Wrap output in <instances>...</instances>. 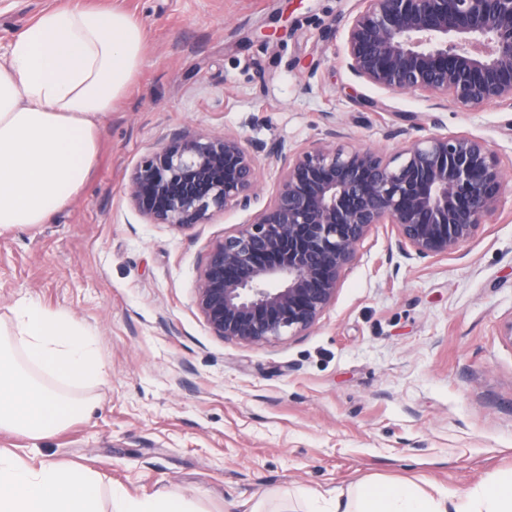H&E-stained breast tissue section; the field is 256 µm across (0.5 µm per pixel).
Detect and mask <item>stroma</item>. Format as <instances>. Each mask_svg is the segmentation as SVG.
<instances>
[{
	"label": "stroma",
	"instance_id": "1",
	"mask_svg": "<svg viewBox=\"0 0 512 512\" xmlns=\"http://www.w3.org/2000/svg\"><path fill=\"white\" fill-rule=\"evenodd\" d=\"M0 0V52L44 10ZM139 17L142 64L104 121L98 163L45 224L0 233V324L27 298L95 338L97 407L33 440L0 432L31 465L98 475L103 489L180 495L189 512H304V496L365 481L436 483L462 497L512 470V112L434 108L355 80L334 50L355 0H81ZM468 133L507 188L474 238L419 258L374 227L336 299L297 336H215L196 305L209 247L274 196L285 168L261 157L256 199L207 224H152L125 188L145 154L183 132L304 148L342 141L390 154L404 136Z\"/></svg>",
	"mask_w": 512,
	"mask_h": 512
}]
</instances>
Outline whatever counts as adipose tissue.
I'll list each match as a JSON object with an SVG mask.
<instances>
[{
    "label": "adipose tissue",
    "mask_w": 512,
    "mask_h": 512,
    "mask_svg": "<svg viewBox=\"0 0 512 512\" xmlns=\"http://www.w3.org/2000/svg\"><path fill=\"white\" fill-rule=\"evenodd\" d=\"M144 25L132 13L53 8L0 54V232L48 221L95 168L102 124L142 63ZM101 483L87 472L31 466L0 453V512H100ZM110 512H188L169 494H110ZM307 512H512V473L459 498L436 487L370 482L307 499Z\"/></svg>",
    "instance_id": "obj_1"
}]
</instances>
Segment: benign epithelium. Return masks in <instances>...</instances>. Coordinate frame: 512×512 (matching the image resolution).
<instances>
[{"label": "benign epithelium", "instance_id": "obj_1", "mask_svg": "<svg viewBox=\"0 0 512 512\" xmlns=\"http://www.w3.org/2000/svg\"><path fill=\"white\" fill-rule=\"evenodd\" d=\"M341 57L386 92L461 111L512 110V0H358ZM261 147L235 134L182 133L143 156L128 186L153 224L186 230L254 199ZM506 190L502 165L470 135L429 133L391 155L317 141L288 153L268 205L214 242L197 288L212 333L263 344L310 329L379 224L420 258L472 239Z\"/></svg>", "mask_w": 512, "mask_h": 512}]
</instances>
